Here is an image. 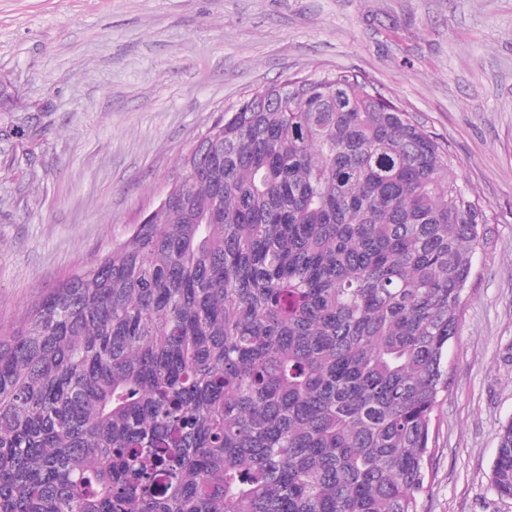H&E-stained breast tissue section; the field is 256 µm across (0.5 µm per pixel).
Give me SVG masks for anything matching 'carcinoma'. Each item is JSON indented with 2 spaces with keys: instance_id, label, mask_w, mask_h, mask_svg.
Here are the masks:
<instances>
[{
  "instance_id": "carcinoma-1",
  "label": "carcinoma",
  "mask_w": 512,
  "mask_h": 512,
  "mask_svg": "<svg viewBox=\"0 0 512 512\" xmlns=\"http://www.w3.org/2000/svg\"><path fill=\"white\" fill-rule=\"evenodd\" d=\"M182 166L0 328V512H421L490 223L448 144L338 69L243 98Z\"/></svg>"
}]
</instances>
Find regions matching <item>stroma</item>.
I'll use <instances>...</instances> for the list:
<instances>
[{
	"mask_svg": "<svg viewBox=\"0 0 512 512\" xmlns=\"http://www.w3.org/2000/svg\"><path fill=\"white\" fill-rule=\"evenodd\" d=\"M352 69L447 141L492 222L448 344L423 512H512V0H0V327L156 208L198 138ZM491 483L501 496L512 497V419L502 426Z\"/></svg>",
	"mask_w": 512,
	"mask_h": 512,
	"instance_id": "stroma-1",
	"label": "stroma"
}]
</instances>
